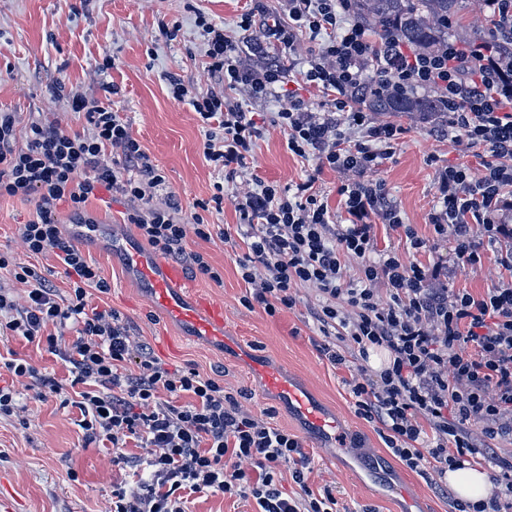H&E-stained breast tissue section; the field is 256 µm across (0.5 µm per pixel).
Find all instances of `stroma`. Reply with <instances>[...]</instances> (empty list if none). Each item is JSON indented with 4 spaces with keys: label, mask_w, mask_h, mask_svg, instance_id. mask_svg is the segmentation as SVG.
Masks as SVG:
<instances>
[{
    "label": "stroma",
    "mask_w": 512,
    "mask_h": 512,
    "mask_svg": "<svg viewBox=\"0 0 512 512\" xmlns=\"http://www.w3.org/2000/svg\"><path fill=\"white\" fill-rule=\"evenodd\" d=\"M259 5L273 12L279 8L277 0H86L82 5L76 0H0V108L15 111L23 126L35 117L67 131L83 130V116L69 109L66 98L49 91L54 80L109 106L127 120L133 136L164 172L167 189L179 199L184 215H192L198 202L211 200L217 174L203 154L205 136L198 116L172 97L166 76L178 74L186 84L206 90L204 37L195 23L196 12L232 32L240 15ZM166 24L178 25L175 39L163 35ZM108 60L112 68L98 76L97 67ZM104 80L117 85L118 94L105 92L100 86ZM278 109L274 97L254 107L264 127L251 172L286 188L317 174L316 189L333 209H340L337 189L344 175L329 169L315 173L314 161L289 153L282 132L268 123ZM386 119L401 125L404 133L376 176L404 223L429 235L428 215L437 203L440 170L460 164L475 169L479 158L445 123L406 112L387 114ZM34 207L31 199L0 200V250L25 258L17 229ZM89 210L98 223L111 226L115 238L138 241L136 227L125 221L128 205L120 196L100 190ZM202 214L219 231L208 241L189 238L187 248L203 253L222 280L186 270L193 293L223 301L230 335L336 414L349 448L345 464L322 455L320 441L275 395L263 391L235 351L181 335L142 300L118 254L86 242L80 246L84 257L110 286L109 293L94 294L93 303L119 312L167 368L191 366L228 390H245L243 405L252 412L274 409L273 426L296 436L309 457L310 488L335 486L341 512H455L449 489L436 488L410 470L386 448L376 425L356 414L345 386L348 369L332 367L317 349L322 337L310 315L315 291L301 288L295 306L272 317L245 308L238 261L247 245L235 232L234 207L226 200ZM226 230L231 239L223 238ZM417 259L438 268L431 281L435 288L479 291L512 281V270L502 267L498 252L491 249L484 251L478 268L461 264L449 241L427 245ZM80 418L77 407L62 405L53 395L27 398L22 412L0 417V512H103L113 485L126 482L128 470L113 465L108 442L86 440Z\"/></svg>",
    "instance_id": "35a3bbf8"
}]
</instances>
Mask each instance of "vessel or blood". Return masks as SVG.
<instances>
[{
  "instance_id": "vessel-or-blood-1",
  "label": "vessel or blood",
  "mask_w": 512,
  "mask_h": 512,
  "mask_svg": "<svg viewBox=\"0 0 512 512\" xmlns=\"http://www.w3.org/2000/svg\"><path fill=\"white\" fill-rule=\"evenodd\" d=\"M75 235L80 239L110 245L124 262L129 278L143 288L150 306L160 309L173 322L188 329L195 336H209L223 341L234 349L238 343L224 334V304L222 301L190 292L182 268L161 255L133 245L114 243L108 225L79 224ZM252 367L264 388L286 403L305 426L315 435L341 439L343 428L336 416L325 411L310 393L278 368L253 362Z\"/></svg>"
}]
</instances>
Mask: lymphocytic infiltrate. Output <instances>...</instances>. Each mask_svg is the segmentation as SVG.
I'll return each instance as SVG.
<instances>
[{
  "label": "lymphocytic infiltrate",
  "mask_w": 512,
  "mask_h": 512,
  "mask_svg": "<svg viewBox=\"0 0 512 512\" xmlns=\"http://www.w3.org/2000/svg\"><path fill=\"white\" fill-rule=\"evenodd\" d=\"M282 2L279 15H242L236 37L198 14L210 88L198 92L177 75L167 77L173 97L197 114L204 156L222 175L213 202L227 198L225 183L237 184L227 199L248 249L239 262L246 284L241 302L273 316L295 306L300 288H313L319 303L311 316L325 338L321 355L335 367L358 364L347 382L356 414L378 424L386 447L435 486L465 463L496 469L494 495L458 512L512 510V455L499 448L512 442V284L479 293L434 288L429 268L390 250L375 253L374 216L403 232L414 250L426 240L386 204L385 185L375 177L402 127L373 120L355 105L370 71L398 93L424 91L447 101L449 127L486 158L477 172L441 170L429 215L433 237L452 240L458 260L472 267L480 266L485 248L501 246L499 261L512 269V67L487 43H451L428 53L396 41L380 52L363 24H344L351 0ZM254 30L291 54L299 31L326 39L299 75L291 65H244L246 35ZM297 82L320 92L323 102L303 98ZM51 89L66 93L86 131L36 118L22 131L15 113L0 109V198L36 199L19 227L27 261L0 251V270L27 287L21 300L0 289V340L45 344L65 363L68 381L0 355V369L13 379L0 385V416L19 412L18 383L28 382L42 399L76 388L86 437L111 443L113 464L133 469V486L113 487L107 512H186L188 498L205 493L253 498L257 512H337L334 488L309 487L308 458L295 436L271 425V410H245L196 369L169 370L119 313L91 303L92 292L108 293L109 285L66 235L58 207L67 204L72 223H92L87 204L103 187L127 200L128 223L156 252L213 281L221 274L187 248L189 237L211 239V224L198 214L183 216L127 121L101 102L66 92L64 84ZM239 90L244 99L236 98ZM276 95L282 104L271 124L284 133L288 151L315 160L317 169L350 174L338 189L346 222L315 190V177L288 191L249 173L261 130L243 102ZM47 253L64 267L67 293L34 265V257ZM352 260L360 263L355 277L348 273ZM69 327L76 331L70 341ZM374 352L385 356L377 370L367 366ZM131 442L138 453L127 452ZM287 476L300 496L284 490Z\"/></svg>",
  "instance_id": "obj_1"
}]
</instances>
